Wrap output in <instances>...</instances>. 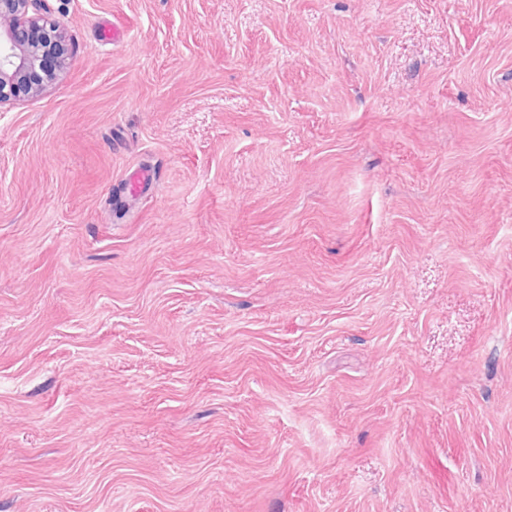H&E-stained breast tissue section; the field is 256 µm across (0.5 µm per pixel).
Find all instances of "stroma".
I'll use <instances>...</instances> for the list:
<instances>
[{"mask_svg": "<svg viewBox=\"0 0 512 512\" xmlns=\"http://www.w3.org/2000/svg\"><path fill=\"white\" fill-rule=\"evenodd\" d=\"M43 14L68 65L0 108V512H512V0Z\"/></svg>", "mask_w": 512, "mask_h": 512, "instance_id": "35a3bbf8", "label": "stroma"}]
</instances>
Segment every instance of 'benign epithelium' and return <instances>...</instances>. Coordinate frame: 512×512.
<instances>
[{"instance_id":"7a95c632","label":"benign epithelium","mask_w":512,"mask_h":512,"mask_svg":"<svg viewBox=\"0 0 512 512\" xmlns=\"http://www.w3.org/2000/svg\"><path fill=\"white\" fill-rule=\"evenodd\" d=\"M49 35L59 45L53 57L32 39L35 30ZM68 52L62 26L38 14L37 0H0V108L20 98V92L37 95L42 84L31 80L36 70H63Z\"/></svg>"}]
</instances>
